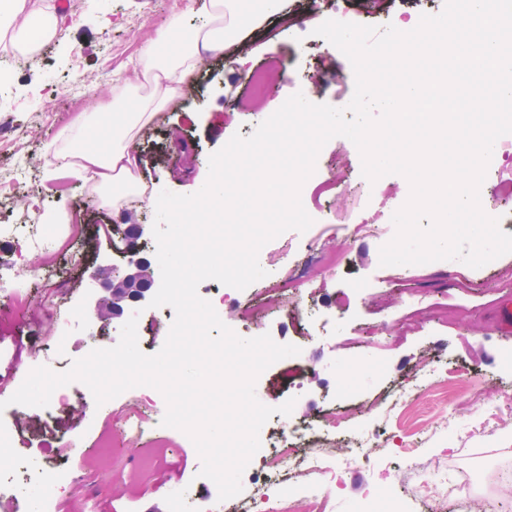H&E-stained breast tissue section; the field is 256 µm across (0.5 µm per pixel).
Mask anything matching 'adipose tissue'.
<instances>
[{"mask_svg": "<svg viewBox=\"0 0 512 512\" xmlns=\"http://www.w3.org/2000/svg\"><path fill=\"white\" fill-rule=\"evenodd\" d=\"M286 0H202V26L185 30L181 15L170 17L144 47L140 61L144 75L155 84L147 97L133 96L121 102L96 107L81 114L71 143V174L79 181L93 183L102 203L121 209L133 198L161 208L162 199L147 195L136 171L138 158L133 142L157 112L176 103L184 86L207 63L220 54L233 57L243 31L261 25L283 12ZM178 40L175 53L163 56L160 45ZM110 132L112 146L102 149L101 132Z\"/></svg>", "mask_w": 512, "mask_h": 512, "instance_id": "obj_1", "label": "adipose tissue"}]
</instances>
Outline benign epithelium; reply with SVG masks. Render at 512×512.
Wrapping results in <instances>:
<instances>
[{"label":"benign epithelium","mask_w":512,"mask_h":512,"mask_svg":"<svg viewBox=\"0 0 512 512\" xmlns=\"http://www.w3.org/2000/svg\"><path fill=\"white\" fill-rule=\"evenodd\" d=\"M153 285L150 262L130 259L124 269H114L103 279L101 291L93 298L96 315L101 319L121 317L130 304L144 300Z\"/></svg>","instance_id":"7a95c632"}]
</instances>
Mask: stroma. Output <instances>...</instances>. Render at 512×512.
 Returning <instances> with one entry per match:
<instances>
[{"instance_id":"35a3bbf8","label":"stroma","mask_w":512,"mask_h":512,"mask_svg":"<svg viewBox=\"0 0 512 512\" xmlns=\"http://www.w3.org/2000/svg\"><path fill=\"white\" fill-rule=\"evenodd\" d=\"M190 0H70L54 17L51 41L31 65L12 64L5 93L19 107L0 112V174L18 178L16 197L0 204L1 224H38L53 214L58 224L77 225L73 249L59 257L19 248L0 237V375L25 374L31 349L51 343L57 316L73 306L83 320L72 330L69 356L79 359L96 348L117 344L122 319L95 320L91 295L99 266L126 264L122 244L111 225L123 216L154 222L155 210L136 203L123 212L95 204L87 187L74 179L66 164L78 113L112 102L117 83L140 84L137 60L145 44L170 15L182 12L188 27L200 19ZM440 0H288L291 23L272 19L243 34L239 52L244 63L213 56L186 88L175 106L159 112L140 133L145 185L177 194L196 193L208 175V160L234 135H250L286 99L310 90L311 100L341 107L353 96L355 76L349 60L313 30L330 15L349 11L358 23L384 27L408 22L440 9ZM283 71L264 96L249 88V77L262 65ZM111 70V81L100 80ZM316 169L335 180L327 195L314 197V183L300 196L312 226L289 230L259 252L265 270L259 289L273 308L245 320L246 291L231 290L224 319L237 335L270 334L280 344L300 349L296 381L274 363L255 384L257 399L278 406L296 404L285 422L321 432L329 412L342 413L337 441L338 481L327 502L328 512H489L512 503L499 484L512 467V412L503 410L512 393V328L501 326L499 304L512 300V253L475 270L460 287L457 267L440 262L383 266L379 249L396 229L392 212L408 199L410 185L398 174L383 176L381 185L361 174V157L347 138L337 136L321 149ZM39 208H32L31 200ZM376 232L364 231V224ZM333 251L340 262L328 268L316 263L319 252ZM297 279L293 296L281 297L276 284ZM31 291L24 311L12 314L9 291L18 285ZM373 359L366 374L358 363ZM428 361L455 370L452 380L416 377ZM67 407L17 414L13 422L19 454L52 456L74 482L63 493L62 512H173L170 490L180 486L208 492L201 459L181 431L162 426V413L151 417L149 437L164 441L166 466L155 475L127 464L116 475L98 460L99 432L120 421L149 387L132 388L97 408L91 391L71 383ZM379 431L378 439L352 461L350 440ZM451 488L443 499L439 490Z\"/></svg>"}]
</instances>
